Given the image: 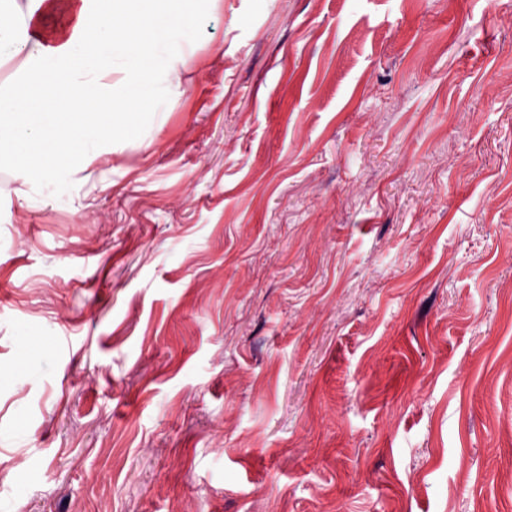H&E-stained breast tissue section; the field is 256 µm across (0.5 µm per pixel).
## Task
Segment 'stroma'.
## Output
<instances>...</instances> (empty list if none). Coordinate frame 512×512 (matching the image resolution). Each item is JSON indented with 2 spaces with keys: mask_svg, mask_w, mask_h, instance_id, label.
Masks as SVG:
<instances>
[{
  "mask_svg": "<svg viewBox=\"0 0 512 512\" xmlns=\"http://www.w3.org/2000/svg\"><path fill=\"white\" fill-rule=\"evenodd\" d=\"M68 201L0 173V512H512V0H202Z\"/></svg>",
  "mask_w": 512,
  "mask_h": 512,
  "instance_id": "35a3bbf8",
  "label": "stroma"
}]
</instances>
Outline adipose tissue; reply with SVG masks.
<instances>
[{"label":"adipose tissue","mask_w":512,"mask_h":512,"mask_svg":"<svg viewBox=\"0 0 512 512\" xmlns=\"http://www.w3.org/2000/svg\"><path fill=\"white\" fill-rule=\"evenodd\" d=\"M89 0H27L22 20L0 18V55L29 46V80L0 98V137L10 149L0 167L46 197L67 194V172L98 153L112 135L136 136L142 116L173 97V74L200 26L199 0L120 12L89 23ZM66 15L45 27V17Z\"/></svg>","instance_id":"adipose-tissue-1"}]
</instances>
